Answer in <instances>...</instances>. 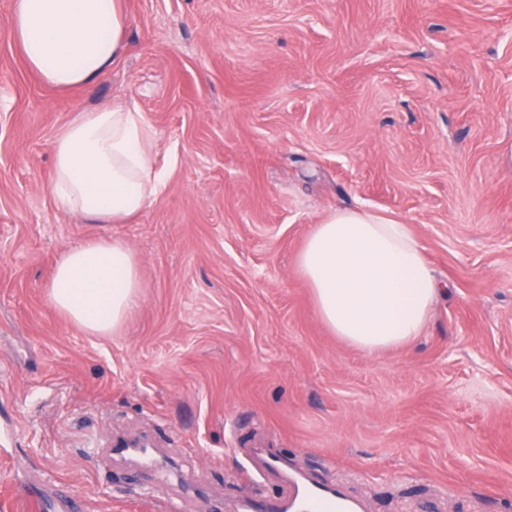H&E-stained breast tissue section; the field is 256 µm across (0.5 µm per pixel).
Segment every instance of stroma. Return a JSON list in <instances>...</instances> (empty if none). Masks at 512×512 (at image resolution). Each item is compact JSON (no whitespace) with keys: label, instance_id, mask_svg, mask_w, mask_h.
Masks as SVG:
<instances>
[{"label":"stroma","instance_id":"35a3bbf8","mask_svg":"<svg viewBox=\"0 0 512 512\" xmlns=\"http://www.w3.org/2000/svg\"><path fill=\"white\" fill-rule=\"evenodd\" d=\"M0 0V434L52 512H229L263 446L368 512L512 504V0H123L126 51L45 85ZM121 101L164 196L125 224L58 209L49 144ZM409 225L447 293L376 354L321 321L296 257L332 212ZM125 242L140 297L94 336L52 308L61 254ZM146 438L175 474L106 449Z\"/></svg>","mask_w":512,"mask_h":512}]
</instances>
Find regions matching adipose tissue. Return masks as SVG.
<instances>
[{"label":"adipose tissue","mask_w":512,"mask_h":512,"mask_svg":"<svg viewBox=\"0 0 512 512\" xmlns=\"http://www.w3.org/2000/svg\"><path fill=\"white\" fill-rule=\"evenodd\" d=\"M11 26L28 68L59 90L93 86L125 51L122 0H13ZM51 149L56 204L92 223H125L166 190L168 170L153 162L152 128L137 107L80 113ZM297 268L322 322L369 354L416 340L446 291L408 225L366 209L336 211L316 225ZM140 288L132 250L95 240L65 251L47 298L71 322L104 335L120 329Z\"/></svg>","instance_id":"ef3b65f1"}]
</instances>
